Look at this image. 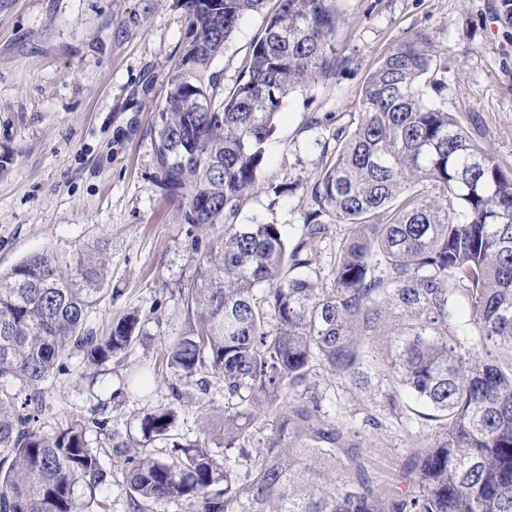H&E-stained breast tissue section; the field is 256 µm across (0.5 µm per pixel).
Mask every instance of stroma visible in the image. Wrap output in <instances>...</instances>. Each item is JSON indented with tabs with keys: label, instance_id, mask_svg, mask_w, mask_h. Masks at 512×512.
<instances>
[{
	"label": "stroma",
	"instance_id": "obj_1",
	"mask_svg": "<svg viewBox=\"0 0 512 512\" xmlns=\"http://www.w3.org/2000/svg\"><path fill=\"white\" fill-rule=\"evenodd\" d=\"M500 0H336L346 22L337 35L343 60L334 79L284 98L276 131L258 173L262 189L243 204L237 221L282 225L289 240L302 233L300 196H274L268 185L302 181L322 166L321 145L359 110L362 85L398 42L425 35L445 88L434 104L474 120L484 147L512 176V23ZM263 17H245L213 62L225 89ZM186 30L176 0H0V272L28 255L63 254L107 238L110 261L100 303L90 316L107 331L138 312L142 345L122 366L104 368L96 383L83 377L79 357L41 387L36 429L51 434L76 417L100 449L110 482L96 495L77 489L92 512H130L129 490L114 441L137 443L141 418L170 401L169 386L127 387L128 375L154 360L185 329L181 283L196 273L194 247H207L211 229L184 223L162 186L154 158V109L169 90L170 64ZM210 406L200 414L198 403ZM106 430L92 426L94 413ZM224 391L188 386L171 431L186 442L219 425ZM412 428L384 422L377 445L362 459L382 482L410 463Z\"/></svg>",
	"mask_w": 512,
	"mask_h": 512
}]
</instances>
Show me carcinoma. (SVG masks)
<instances>
[{
    "label": "carcinoma",
    "mask_w": 512,
    "mask_h": 512,
    "mask_svg": "<svg viewBox=\"0 0 512 512\" xmlns=\"http://www.w3.org/2000/svg\"><path fill=\"white\" fill-rule=\"evenodd\" d=\"M185 39L155 109V161L184 223L214 237L180 287L188 330L165 345L153 374L172 402L147 413L124 479L134 512L179 500L187 512H512V177L454 112L426 98L430 43L411 37L369 72L353 126L321 144L322 167L298 183L304 233L239 224L282 99L336 77L335 0H177ZM267 12L224 91L214 59L241 20ZM347 233L326 269L328 225ZM110 242L69 256L34 253L0 272V379L32 388L34 413L0 390V512H88L76 488L108 483L85 421L42 434L40 386L77 355L91 371L122 363L145 336L132 312L105 334L89 324L104 292ZM326 373L380 412L409 420L405 398L432 410L413 435L397 483L374 480L340 414L325 410ZM224 384L222 431L172 445L181 384Z\"/></svg>",
    "instance_id": "cac0c4a2"
}]
</instances>
